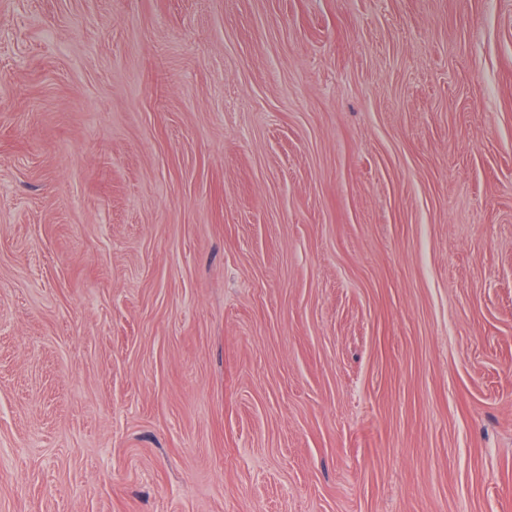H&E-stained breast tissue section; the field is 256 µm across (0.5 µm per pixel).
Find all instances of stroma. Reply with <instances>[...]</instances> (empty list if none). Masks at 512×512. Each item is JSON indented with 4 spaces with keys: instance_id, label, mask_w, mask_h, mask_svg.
Wrapping results in <instances>:
<instances>
[{
    "instance_id": "stroma-1",
    "label": "stroma",
    "mask_w": 512,
    "mask_h": 512,
    "mask_svg": "<svg viewBox=\"0 0 512 512\" xmlns=\"http://www.w3.org/2000/svg\"><path fill=\"white\" fill-rule=\"evenodd\" d=\"M0 512H512V0H0Z\"/></svg>"
}]
</instances>
